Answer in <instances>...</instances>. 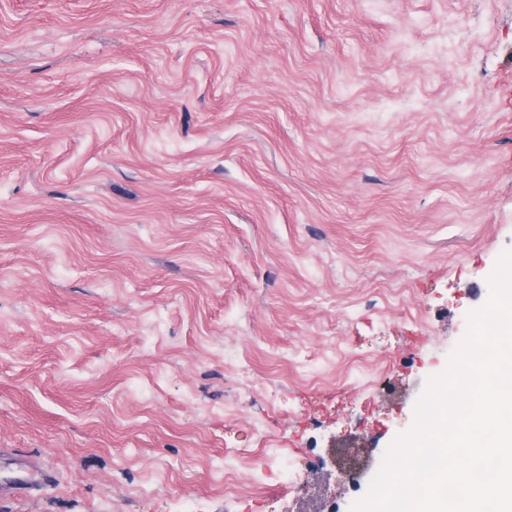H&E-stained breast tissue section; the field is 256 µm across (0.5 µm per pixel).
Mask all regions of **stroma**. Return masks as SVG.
I'll return each mask as SVG.
<instances>
[{
    "instance_id": "1",
    "label": "stroma",
    "mask_w": 512,
    "mask_h": 512,
    "mask_svg": "<svg viewBox=\"0 0 512 512\" xmlns=\"http://www.w3.org/2000/svg\"><path fill=\"white\" fill-rule=\"evenodd\" d=\"M510 249L512 0H0V512H350Z\"/></svg>"
}]
</instances>
